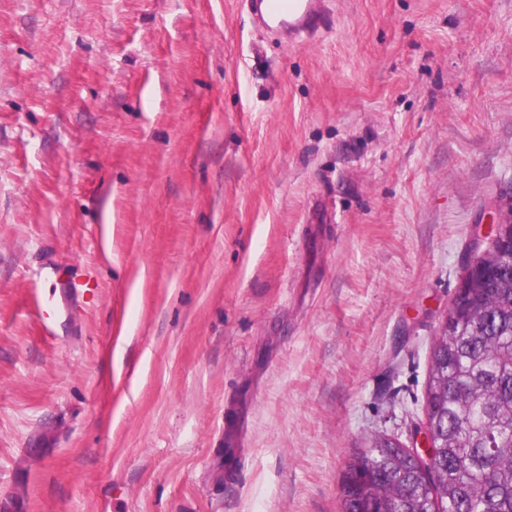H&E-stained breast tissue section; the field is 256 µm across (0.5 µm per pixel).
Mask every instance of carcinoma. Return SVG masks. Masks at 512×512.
<instances>
[{"label":"carcinoma","instance_id":"obj_1","mask_svg":"<svg viewBox=\"0 0 512 512\" xmlns=\"http://www.w3.org/2000/svg\"><path fill=\"white\" fill-rule=\"evenodd\" d=\"M512 242L497 240L486 272L456 292L430 347L424 461L398 439L355 448L342 512H512Z\"/></svg>","mask_w":512,"mask_h":512}]
</instances>
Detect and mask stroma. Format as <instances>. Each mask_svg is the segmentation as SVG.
Returning <instances> with one entry per match:
<instances>
[{
  "label": "stroma",
  "mask_w": 512,
  "mask_h": 512,
  "mask_svg": "<svg viewBox=\"0 0 512 512\" xmlns=\"http://www.w3.org/2000/svg\"><path fill=\"white\" fill-rule=\"evenodd\" d=\"M0 0V502L340 512L512 209V0ZM265 11L257 10L261 24L269 30H288L289 39L313 36L323 25L324 14L317 9L318 0H261Z\"/></svg>",
  "instance_id": "35a3bbf8"
}]
</instances>
